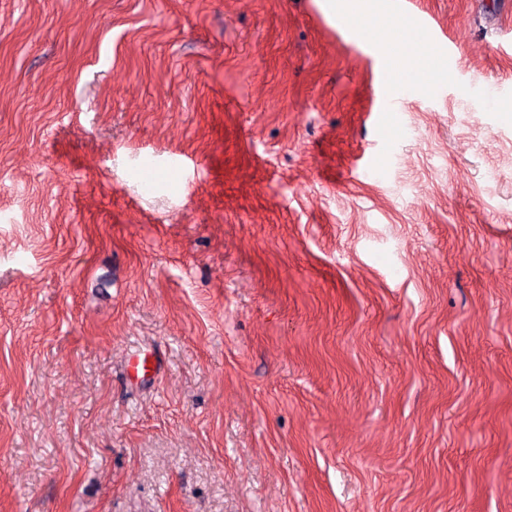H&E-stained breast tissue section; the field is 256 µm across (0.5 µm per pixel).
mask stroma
Instances as JSON below:
<instances>
[{"label": "stroma", "instance_id": "1", "mask_svg": "<svg viewBox=\"0 0 512 512\" xmlns=\"http://www.w3.org/2000/svg\"><path fill=\"white\" fill-rule=\"evenodd\" d=\"M421 15L395 101L322 0H0V512H512V32ZM414 24L411 25V36H415L420 32H433L435 37L427 36V42L431 45L436 52L434 56V65L446 67L448 63V70H451V65L454 62V53L449 46L441 39L432 28V22L427 18L420 16L413 20ZM435 43V45H433Z\"/></svg>", "mask_w": 512, "mask_h": 512}]
</instances>
